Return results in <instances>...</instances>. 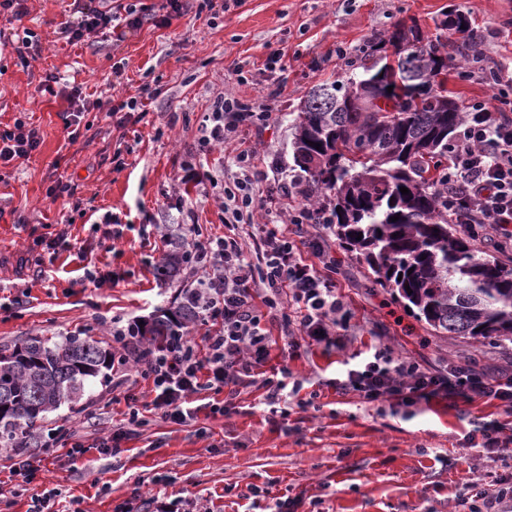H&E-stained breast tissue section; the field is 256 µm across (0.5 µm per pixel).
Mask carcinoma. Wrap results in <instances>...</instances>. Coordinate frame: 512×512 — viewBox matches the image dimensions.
Returning <instances> with one entry per match:
<instances>
[{"mask_svg": "<svg viewBox=\"0 0 512 512\" xmlns=\"http://www.w3.org/2000/svg\"><path fill=\"white\" fill-rule=\"evenodd\" d=\"M437 29L462 47L473 35L470 16L457 9ZM447 47L417 23L374 37L350 61L363 77L316 84L305 96L293 160L309 191L326 198L340 244L435 335L512 341V264L477 257L448 224V143L467 113L438 90L448 74ZM184 260L179 250L165 254L158 275L172 277ZM194 321L180 308L155 318L142 336L159 345ZM111 366L112 351L76 335L51 346L35 336L0 349V445L33 447L44 415L77 402L86 381Z\"/></svg>", "mask_w": 512, "mask_h": 512, "instance_id": "obj_1", "label": "carcinoma"}]
</instances>
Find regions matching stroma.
<instances>
[{"instance_id":"1","label":"stroma","mask_w":512,"mask_h":512,"mask_svg":"<svg viewBox=\"0 0 512 512\" xmlns=\"http://www.w3.org/2000/svg\"><path fill=\"white\" fill-rule=\"evenodd\" d=\"M73 0H26L22 19L0 14V34L31 30L39 50L21 65L12 46L0 44V127L23 120L38 129L42 144L28 159L0 165V348L40 336L57 342L89 336L112 345L109 318L143 322L173 309L192 279L183 273L160 279L158 257L168 251L155 230L168 219L164 208L178 193L181 161L193 149L211 99L225 90L265 99L263 65L279 51L283 87L276 121L260 134L257 160H280L293 168V119L309 89L348 76V60L374 35L396 24H419L432 33L448 9L474 22L472 49L485 50L512 80V0H240L229 11L185 12L169 25L111 31L69 44L58 30ZM124 68L113 82L112 67ZM249 70L236 81L235 67ZM79 86L92 98L116 106L139 96L144 84L158 90L137 120L116 129L103 112L85 113L87 128L69 141L66 102L42 89L46 74ZM124 158L112 164L114 152ZM63 176L73 199L48 193ZM123 226L112 235L104 215ZM64 235L69 247L49 256L40 239ZM327 242L339 262V282L351 311L352 335L343 349L325 353L300 339L298 349L273 350L268 368L286 370L302 382L299 402L287 417H269L251 387L229 414H200L197 425H175L147 413L146 426L124 440L112 458L99 454L100 438L127 411L113 403L111 378L91 379L77 406L48 412L38 431L73 430L89 451L71 460L59 455L46 474L61 494L53 512H117L139 497L142 512L162 502L167 512H193L195 499L210 512H267L288 499V512H453L461 499L512 473V443L481 448L476 428L512 423L500 401L457 397L366 402L339 392L334 382L346 364H358L370 347H387L435 370L469 361L486 377L512 374V342L435 335L375 284L367 270L336 240ZM122 273L119 283H89L85 266ZM206 435H198L196 426ZM12 449L0 448V512H28L31 491L11 475Z\"/></svg>"}]
</instances>
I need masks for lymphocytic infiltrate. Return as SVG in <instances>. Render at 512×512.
<instances>
[{
    "mask_svg": "<svg viewBox=\"0 0 512 512\" xmlns=\"http://www.w3.org/2000/svg\"><path fill=\"white\" fill-rule=\"evenodd\" d=\"M182 9L181 0H162L158 7L129 0L119 11L113 9L112 0H85L74 6L60 33L73 44L114 25L125 31L147 22L162 26L180 16ZM43 90L67 101L65 126L70 139H77L90 100L80 87L61 84L52 73L46 75ZM279 95L276 88L263 101L224 93L211 101L203 116L196 153L183 163L181 182H209L221 202L226 232L203 235L192 208L179 196L169 204L174 216L168 238L188 256L186 266L194 276L188 293L195 299L199 322L208 330L199 342L183 330L153 347L145 343L138 321L113 319L118 362L131 365L132 371L124 375L119 392L128 413L111 437L102 441L106 454H121L122 441L145 423L138 408L139 382L149 386L154 413L177 425L197 422L205 409L198 402L200 394H222V401L206 410L224 415L235 409L242 390L253 386L262 389V403L269 414L284 417L288 399L298 396L302 384L259 376L272 348L280 343L297 347L302 336L337 348L345 344L349 314L343 295L336 290L335 257L323 238L303 246L289 233L293 224H326L325 211L303 204L282 223L263 228L253 241L237 233L240 225L257 223L259 213L267 208L263 186L269 174L258 167L255 150L245 142L251 132L270 124ZM470 112L448 147V221L471 233L479 227L492 229L502 246H512V114L482 101L474 102ZM232 141L241 143L242 149L231 178L224 182L213 175L202 178L198 168L203 156L216 145ZM40 144L38 130L16 120L13 127L0 129V162L28 158ZM336 387L356 392L370 403L397 398L410 405L450 394L463 399L493 398L512 411V377L489 380L466 364L431 372L381 349L363 365L346 368ZM63 438L62 430H55L41 442L37 454H19L14 475L28 485L40 481L44 463L53 461Z\"/></svg>",
    "mask_w": 512,
    "mask_h": 512,
    "instance_id": "1",
    "label": "lymphocytic infiltrate"
}]
</instances>
